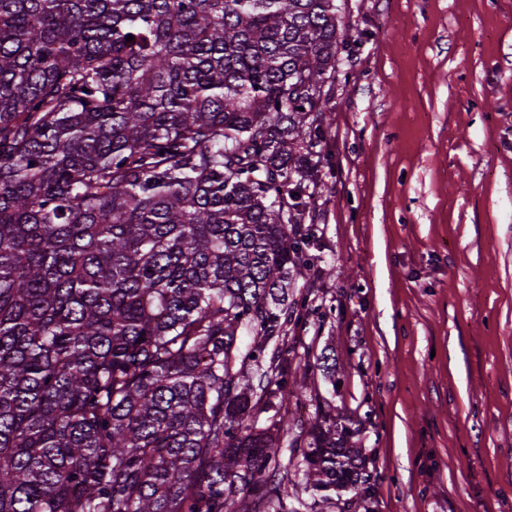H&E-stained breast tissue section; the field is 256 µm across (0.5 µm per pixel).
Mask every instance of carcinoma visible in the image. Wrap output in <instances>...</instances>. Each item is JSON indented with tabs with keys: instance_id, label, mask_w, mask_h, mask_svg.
Returning <instances> with one entry per match:
<instances>
[{
	"instance_id": "obj_1",
	"label": "carcinoma",
	"mask_w": 512,
	"mask_h": 512,
	"mask_svg": "<svg viewBox=\"0 0 512 512\" xmlns=\"http://www.w3.org/2000/svg\"><path fill=\"white\" fill-rule=\"evenodd\" d=\"M344 52L336 0H0V512H372L361 421L256 426L336 376L284 337Z\"/></svg>"
}]
</instances>
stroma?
I'll return each mask as SVG.
<instances>
[{
    "mask_svg": "<svg viewBox=\"0 0 512 512\" xmlns=\"http://www.w3.org/2000/svg\"><path fill=\"white\" fill-rule=\"evenodd\" d=\"M337 3L298 411L363 420L374 512H512V0Z\"/></svg>",
    "mask_w": 512,
    "mask_h": 512,
    "instance_id": "35a3bbf8",
    "label": "stroma"
}]
</instances>
